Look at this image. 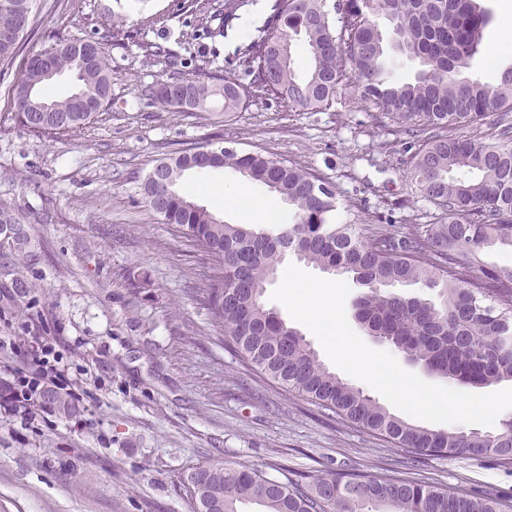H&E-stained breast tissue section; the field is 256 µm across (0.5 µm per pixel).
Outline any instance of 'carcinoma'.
Returning <instances> with one entry per match:
<instances>
[{
    "instance_id": "cac0c4a2",
    "label": "carcinoma",
    "mask_w": 512,
    "mask_h": 512,
    "mask_svg": "<svg viewBox=\"0 0 512 512\" xmlns=\"http://www.w3.org/2000/svg\"><path fill=\"white\" fill-rule=\"evenodd\" d=\"M34 0H0V26L16 27L0 40V62L20 59L0 111V126L18 123L35 134L65 135L91 123L112 98L108 54L99 43L65 40L43 50L45 60L23 56L32 30ZM243 0H179V10L208 25L236 16ZM382 15V31L374 17ZM490 21L481 0H367L361 15L329 10L324 0H274L260 35L243 45L239 65L247 86L209 84L171 74L148 90L164 112H204L220 98L226 112L247 99L273 96L300 109L329 105L339 86L392 122L415 147L410 166L418 194L440 209L435 224H407L372 232L355 221L331 222L336 194L298 164L256 153H226L206 166L188 145L169 159L173 194L141 185L146 206L187 234L208 256L199 300L211 325L240 361L324 411L379 434L414 455H461L481 462L512 460V417L489 430L430 429L390 412L364 390L331 371L310 342L274 309L265 289L288 254L364 288L352 305L367 336L390 346L406 362L444 381L473 388L512 382V265L483 256L512 249V66L491 81L464 76ZM400 38V56L417 63L413 79L397 81L387 69L388 50ZM301 42L309 58L298 77L292 51ZM64 74L75 82L57 97L51 84ZM484 124L496 141L474 135ZM232 169L288 202V223L273 229L226 224L197 205L181 181L189 171ZM0 288L31 293L38 284L20 266L9 268ZM396 285L439 290V300L395 292ZM21 320L33 314L7 294ZM200 487L184 489L190 512L202 499L213 512H240L254 502L261 512H502L490 495L456 493L407 480L348 472L314 479L275 467L269 473L210 462L194 468Z\"/></svg>"
}]
</instances>
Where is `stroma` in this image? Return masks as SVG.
Masks as SVG:
<instances>
[{
	"label": "stroma",
	"instance_id": "stroma-1",
	"mask_svg": "<svg viewBox=\"0 0 512 512\" xmlns=\"http://www.w3.org/2000/svg\"><path fill=\"white\" fill-rule=\"evenodd\" d=\"M250 0L211 40L175 0H37L33 54L72 37L99 39L116 23L128 39L109 44L112 98L84 130L39 136L18 124L0 131V204L23 220L37 245L19 260L40 285L23 301L63 337V356L87 392L83 411L22 425L0 417V512H188L183 480L198 465H278L317 478L354 470L445 491L487 493L512 512V461L420 456L335 415L247 368L210 325L196 298L204 256L150 212L139 187L156 161L187 143L260 152L311 168L334 190L336 221L376 227L437 207L409 176L412 153L387 119L341 87L332 105L288 108L268 97L233 112H163L146 92L165 67L141 43L176 54L181 75L208 73L249 84L239 48L267 17ZM492 16L466 74L491 80L512 64L503 27L512 0H482ZM156 14L154 27L141 18ZM195 202L229 224L242 206L221 205L224 187L267 201L277 222L288 206L230 169L191 173Z\"/></svg>",
	"mask_w": 512,
	"mask_h": 512
}]
</instances>
